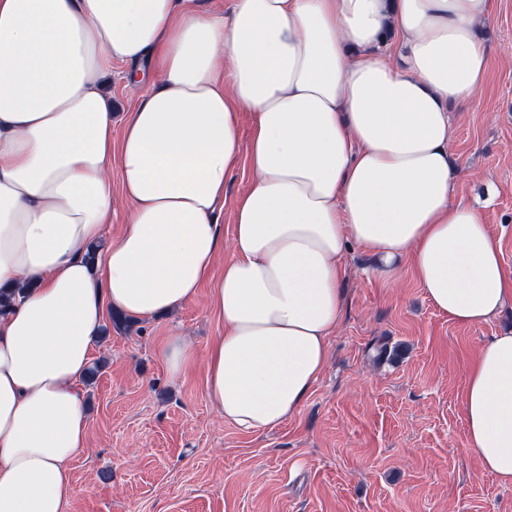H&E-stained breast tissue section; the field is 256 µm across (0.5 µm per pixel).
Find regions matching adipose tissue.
<instances>
[{
	"instance_id": "obj_1",
	"label": "adipose tissue",
	"mask_w": 512,
	"mask_h": 512,
	"mask_svg": "<svg viewBox=\"0 0 512 512\" xmlns=\"http://www.w3.org/2000/svg\"><path fill=\"white\" fill-rule=\"evenodd\" d=\"M490 12L491 0H230L221 16L184 0H0V512H67L109 309L150 318L211 284L224 332L206 399L262 434L300 412L328 365L349 246L387 283L411 266L456 323L512 304L484 208L450 200L449 109L481 95ZM116 62L150 87L117 141L103 88ZM243 158L254 179L227 240L218 220ZM117 194L130 222L111 237ZM463 403L468 450L512 486V332L478 348Z\"/></svg>"
}]
</instances>
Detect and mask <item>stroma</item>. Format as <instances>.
I'll return each mask as SVG.
<instances>
[{"label":"stroma","instance_id":"stroma-1","mask_svg":"<svg viewBox=\"0 0 512 512\" xmlns=\"http://www.w3.org/2000/svg\"><path fill=\"white\" fill-rule=\"evenodd\" d=\"M481 34L485 89L474 111L451 113V198L485 205L512 272V0H495ZM346 261L329 366L300 413L262 435L224 423L205 398L204 359L224 330L210 287L97 343L106 366L86 386L91 426L69 512H512V487L466 448L462 401L475 350L512 329V305L463 326L411 270L392 287L358 247ZM169 336L198 357L180 379L160 356Z\"/></svg>","mask_w":512,"mask_h":512}]
</instances>
